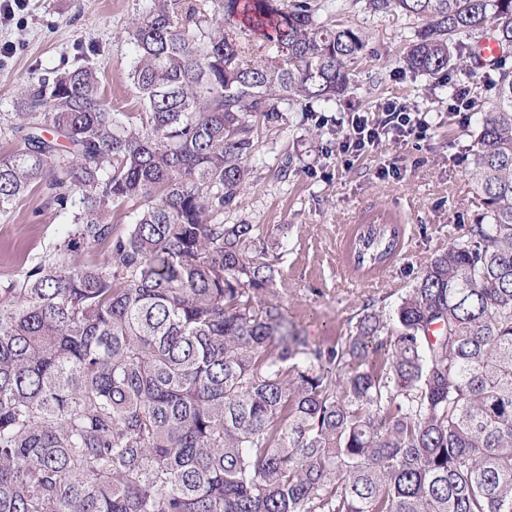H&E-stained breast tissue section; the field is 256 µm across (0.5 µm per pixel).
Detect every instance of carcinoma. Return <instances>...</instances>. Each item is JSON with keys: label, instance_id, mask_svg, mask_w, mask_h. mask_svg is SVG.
Returning a JSON list of instances; mask_svg holds the SVG:
<instances>
[{"label": "carcinoma", "instance_id": "cac0c4a2", "mask_svg": "<svg viewBox=\"0 0 512 512\" xmlns=\"http://www.w3.org/2000/svg\"><path fill=\"white\" fill-rule=\"evenodd\" d=\"M362 2L417 22L405 70L475 72L492 40L498 77L465 96L477 217L334 341L285 314L279 242L224 223L251 118L350 89L368 36L331 0H149L121 33L136 110L91 64L18 94L0 214L38 186L68 222L0 282V512H512V0ZM399 248L365 224L347 254Z\"/></svg>", "mask_w": 512, "mask_h": 512}]
</instances>
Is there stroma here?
Instances as JSON below:
<instances>
[{
    "instance_id": "1",
    "label": "stroma",
    "mask_w": 512,
    "mask_h": 512,
    "mask_svg": "<svg viewBox=\"0 0 512 512\" xmlns=\"http://www.w3.org/2000/svg\"><path fill=\"white\" fill-rule=\"evenodd\" d=\"M142 0H28L10 19H0V113L13 111L22 84L47 72L65 71L89 60L101 70L106 102L133 111L137 99L128 80L129 57L120 34ZM338 23L362 27L369 38L350 92L328 107L313 104L326 121L315 124L311 112H283L278 126L257 124V150L251 174L236 205L225 211L228 224H258L283 244L281 304L310 341L347 335L352 318L369 299L394 305L439 249L448 231L470 223L480 203L462 161L465 119L449 116L448 87L475 76L454 71L435 80L404 71L399 57L409 33L405 17H373L361 6L345 5ZM430 114L433 127L419 146L408 149L382 143L374 152L343 164L336 154L335 117L343 112L374 113L388 102ZM292 157L287 178L276 168ZM389 176H379V169ZM387 213L403 225L400 252L383 269L354 270L346 245L372 216ZM65 216L31 190L21 207L0 215V279L14 275L24 255L49 250L60 237Z\"/></svg>"
}]
</instances>
